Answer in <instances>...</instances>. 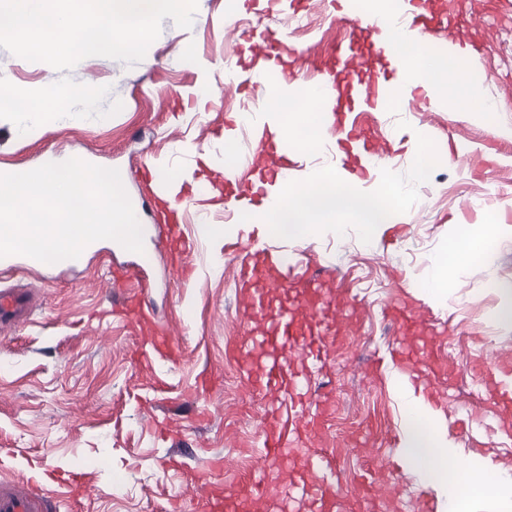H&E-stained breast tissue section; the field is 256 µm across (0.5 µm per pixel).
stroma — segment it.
Returning a JSON list of instances; mask_svg holds the SVG:
<instances>
[{
	"instance_id": "1",
	"label": "stroma",
	"mask_w": 512,
	"mask_h": 512,
	"mask_svg": "<svg viewBox=\"0 0 512 512\" xmlns=\"http://www.w3.org/2000/svg\"><path fill=\"white\" fill-rule=\"evenodd\" d=\"M335 10L334 0H280L270 14L263 0H198L191 28L164 18L134 64L92 56L60 71L0 48V82L23 93L14 111L0 113V172L71 158L118 169L140 222L156 227L140 253L104 244L74 266L0 273V288L32 296L25 319L0 325V479L39 470L36 486L57 494L58 512H174L172 499L191 500L183 470H215L240 497L251 480H274L259 455L264 403L225 355L243 334L234 257L253 250L313 263L317 278L334 277L346 303L348 329H325L329 341L307 377L322 405L320 426L287 447L331 459L346 491L334 512H437L435 491L401 462L402 402L387 379L390 360L411 346L433 353L430 370L410 381L448 440L512 473V404L498 399L512 386V330L494 316L501 289H512V47L502 41L512 32V0H447L446 25H466L472 35L464 48L484 77L482 96L497 106L491 119L413 102L372 113L391 159L364 178L322 150L290 147L292 183L331 171L366 196L386 180L411 179L414 146L445 152L446 161L414 181L393 223L369 237L341 214L337 230L308 239L238 223L204 244L187 241L191 271L184 279L173 272L166 202L141 170L175 180L195 204L197 185L223 166L232 129L238 178L263 173L260 132L235 122L259 58L228 49L248 46L252 29L265 28L281 42L289 73L322 74L335 58L309 56L308 48L352 38L332 24ZM229 65L238 81H225ZM47 85L80 94L47 111L33 101ZM490 223L498 233L484 264L452 271L449 304L432 301L423 285L455 229ZM124 261L144 267L155 319L181 347L177 360L153 358L148 371L140 338L116 312L122 295L111 273Z\"/></svg>"
}]
</instances>
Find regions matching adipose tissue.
<instances>
[{"mask_svg": "<svg viewBox=\"0 0 512 512\" xmlns=\"http://www.w3.org/2000/svg\"><path fill=\"white\" fill-rule=\"evenodd\" d=\"M387 53L406 64L403 92L423 86L434 102L452 112H477L486 116L495 112L494 104L481 98V82L475 78L454 50L442 53L427 48L416 36L389 37ZM337 92L332 81L306 87L291 97L278 96L276 88H267L259 113L250 117L258 123L266 111L298 112L313 104L311 116L326 124L336 106ZM407 193L405 185L388 182L380 198L360 194L346 180L329 174L303 184L280 179L265 204L242 214L243 223L254 221L272 225L292 238H311L336 228V217L346 213L363 224L366 231L390 223L395 215L394 202ZM492 231L482 233L465 229L448 242L447 251L436 260L435 271L424 290L435 301L450 300L448 274L463 266L481 265L487 257L486 245ZM393 385L404 403L401 425V453L407 467L437 494L440 512H512V475L495 470L491 463H473L457 468L461 449L448 442L438 416L416 398L406 374L394 372Z\"/></svg>", "mask_w": 512, "mask_h": 512, "instance_id": "obj_1", "label": "adipose tissue"}]
</instances>
